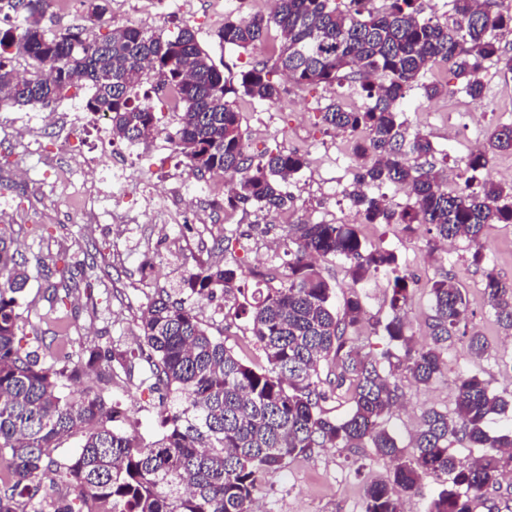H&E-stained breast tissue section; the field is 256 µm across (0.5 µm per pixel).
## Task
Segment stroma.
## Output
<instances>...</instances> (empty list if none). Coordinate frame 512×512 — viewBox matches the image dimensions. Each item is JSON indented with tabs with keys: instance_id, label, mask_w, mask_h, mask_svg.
<instances>
[{
	"instance_id": "stroma-1",
	"label": "stroma",
	"mask_w": 512,
	"mask_h": 512,
	"mask_svg": "<svg viewBox=\"0 0 512 512\" xmlns=\"http://www.w3.org/2000/svg\"><path fill=\"white\" fill-rule=\"evenodd\" d=\"M184 9L175 13L166 0H121L111 23L98 26L97 37L108 35L116 26H136L166 36L190 27L198 32L201 47L224 71L227 82H235L237 72L256 60H274L281 46L278 31L248 51L222 46L214 36L225 18H243L266 13V0H183ZM484 97L472 99L460 80L445 65L426 69L418 85L407 90L400 104L407 136L427 137L434 151L421 158L424 166H435L446 179L449 190L462 186L470 173L465 146L475 141L486 145L499 127L512 125V74L503 75L495 61H485L480 69ZM281 89L277 103L265 104L236 99L241 114V132L250 153L297 150L309 163L286 186L293 205L286 211L255 213L253 207L213 208L212 193L223 190L224 176L197 179L184 159L166 141L177 129V115L165 100H156L163 136L128 145L112 143V169L104 179H96L90 168L96 162L98 130L107 128L100 115L83 112L88 136L81 150L70 153H38L28 136L17 133L0 138V230L12 240V248L25 259L30 280L18 297L22 315L18 336L23 349L38 351L43 361L77 355L99 346L112 349L114 384L110 398L118 408L114 426L126 434L154 441L162 432L158 411L162 393L153 386V363L148 349L138 339L141 312L148 297L158 290L178 292L188 275L202 264L236 262L251 269L243 288H254L255 274L261 271L257 257L268 237L254 236V223L282 226L303 221L356 225L369 244L392 249L400 269L409 280L407 306L410 327L417 342L429 336L430 286L450 277L469 302L467 331L484 336L491 345L488 354L471 357L463 342L451 345L443 354V373L429 385L415 384L402 376L403 400L379 421L382 428L400 443H408L420 424L421 413L431 407L451 411L457 396L459 373L478 374L495 393L512 400V347L504 348V338L482 289L485 269L512 280V224L487 228L485 241L488 266L470 262L469 246L457 240L451 255L431 248L432 236L426 228L405 233L397 224H367L344 191L358 171L350 146V135H341L322 121L326 106L344 102L363 108L365 100L348 87L301 85L281 69L271 72ZM443 86L442 93L426 98L424 87ZM179 171L182 187L176 198L200 213L195 222L182 224H104L96 201L113 191L120 174H128V191L123 210H137L139 192L150 187L165 191L171 171ZM478 181L512 184V154L488 155L485 168L474 173ZM47 225L38 234L34 225ZM87 263V276L94 286L93 296L72 291L67 300V336H60L51 300L58 275H46L59 255ZM386 277H378L368 290L362 336L357 345L377 356L387 348L384 337L371 331V324L388 313ZM211 334L223 337L227 346L247 363L261 365L265 357L246 330L245 319L227 315L223 295L206 300L186 295ZM394 462L365 448H319L314 454L289 457L276 469L263 472L256 512H362L366 486L388 479Z\"/></svg>"
}]
</instances>
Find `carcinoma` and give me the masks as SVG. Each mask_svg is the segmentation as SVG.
Returning a JSON list of instances; mask_svg holds the SVG:
<instances>
[{"mask_svg": "<svg viewBox=\"0 0 512 512\" xmlns=\"http://www.w3.org/2000/svg\"><path fill=\"white\" fill-rule=\"evenodd\" d=\"M451 26L422 16L420 0H275L268 15L227 17L214 33L220 44L248 50L277 29L283 43L274 67L306 85L353 82L368 100L355 109L343 102L328 106L330 127L362 133L352 148L361 160L351 203L368 224H399L406 232L428 226L436 241L461 238L469 243L471 263L486 260L485 228L512 224V185L492 182L450 192L434 167L409 164L427 156L432 143L408 139L399 104L422 70L445 64L474 100L483 96L478 76L482 62L499 56L500 37L512 33V14L481 9L476 0H452ZM22 16L0 28V104L48 106L70 89L92 90L86 109L109 119L112 138L137 143L159 132L153 96L172 92L182 106L171 140L198 178L236 179L235 196L258 212L282 211L291 198L283 184L308 164L297 150L247 153L240 112L229 100L242 94L273 104L279 87L269 79L268 62L258 60L240 72L236 85L185 27L174 37L120 26L102 38L81 31L50 33L42 21L50 0H0V12ZM31 61L29 75L11 66L13 56ZM154 80L144 93L138 89ZM388 183L409 193L411 204L393 207L370 195ZM284 255L262 274L265 287L242 309L266 365L244 363L224 338L212 335L195 309L159 291L148 299L139 338L153 359L154 386L169 401L159 411L163 432L148 445L112 428V350L94 347L86 362L47 366L16 342L20 313L17 295L28 280L26 263L10 253L0 235V464L10 480L0 488V512H26L39 496L53 512H253L263 471L286 458L316 448H373L399 460L392 476L368 484L364 512H400L404 495H423L427 474L446 477L426 512H474L485 492L512 474V431L492 436L486 422L505 410L504 400L483 380L462 373L453 414L424 412L412 442L399 446L377 420L402 395L399 376L430 384L442 372V352L467 340L470 353L484 356L490 346L467 336L468 302L445 278L432 283L430 341L412 345L406 306L407 276L397 255L367 247L352 224L304 222L281 227ZM314 256L340 262L351 281L343 304ZM60 278L77 289L84 264L59 258ZM246 271L238 264L201 266L185 284L194 294L224 292V306L235 308L238 283ZM390 286V314L372 325L390 348L376 358L355 346L362 332L365 288L379 275ZM484 295L505 336L512 337V281L485 270ZM99 369L95 388L75 395L87 368ZM347 397L348 412L329 417L321 403ZM65 437L79 438L76 451L54 457ZM477 449L463 460L449 452L451 440Z\"/></svg>", "mask_w": 512, "mask_h": 512, "instance_id": "cac0c4a2", "label": "carcinoma"}]
</instances>
